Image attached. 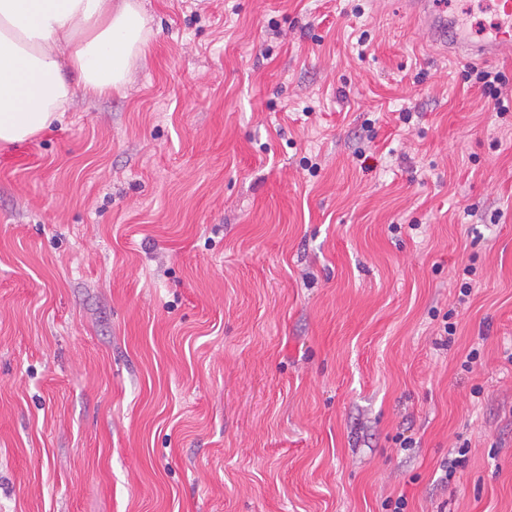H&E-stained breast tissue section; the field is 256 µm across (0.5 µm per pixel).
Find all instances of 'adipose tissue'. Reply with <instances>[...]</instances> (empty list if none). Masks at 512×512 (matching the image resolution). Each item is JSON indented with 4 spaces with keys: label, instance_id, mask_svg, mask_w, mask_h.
<instances>
[{
    "label": "adipose tissue",
    "instance_id": "obj_1",
    "mask_svg": "<svg viewBox=\"0 0 512 512\" xmlns=\"http://www.w3.org/2000/svg\"><path fill=\"white\" fill-rule=\"evenodd\" d=\"M150 34L137 0H0V145L62 121L75 94L121 90Z\"/></svg>",
    "mask_w": 512,
    "mask_h": 512
}]
</instances>
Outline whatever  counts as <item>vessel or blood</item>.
I'll use <instances>...</instances> for the list:
<instances>
[{
  "label": "vessel or blood",
  "mask_w": 512,
  "mask_h": 512,
  "mask_svg": "<svg viewBox=\"0 0 512 512\" xmlns=\"http://www.w3.org/2000/svg\"><path fill=\"white\" fill-rule=\"evenodd\" d=\"M501 29L472 41L462 22L445 13L434 0H410L413 15L422 19L429 41L447 46L449 55L465 61H484L512 55V0H500Z\"/></svg>",
  "instance_id": "vessel-or-blood-1"
}]
</instances>
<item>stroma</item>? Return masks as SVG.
Returning a JSON list of instances; mask_svg holds the SVG:
<instances>
[{"mask_svg": "<svg viewBox=\"0 0 512 512\" xmlns=\"http://www.w3.org/2000/svg\"><path fill=\"white\" fill-rule=\"evenodd\" d=\"M139 3L0 146V512H512V112L400 0ZM468 445L464 443L462 446L452 448L448 452V458L444 459L440 463V470L443 473L442 479L448 483L451 480L459 468H463L466 463V454L468 452ZM454 455V456H453Z\"/></svg>", "mask_w": 512, "mask_h": 512, "instance_id": "1", "label": "stroma"}]
</instances>
